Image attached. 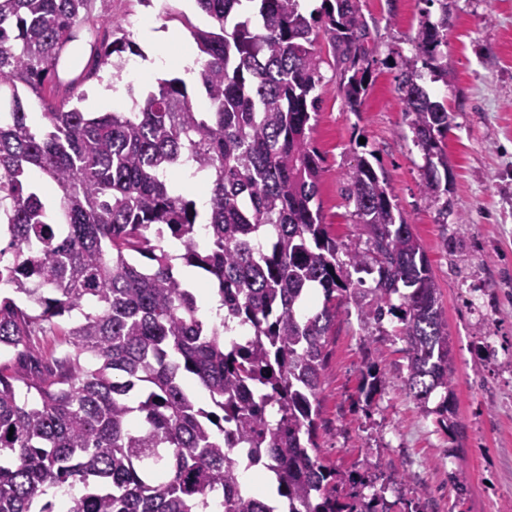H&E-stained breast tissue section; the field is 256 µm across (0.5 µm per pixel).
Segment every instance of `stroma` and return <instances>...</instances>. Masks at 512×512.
I'll use <instances>...</instances> for the list:
<instances>
[{
  "label": "stroma",
  "instance_id": "obj_1",
  "mask_svg": "<svg viewBox=\"0 0 512 512\" xmlns=\"http://www.w3.org/2000/svg\"><path fill=\"white\" fill-rule=\"evenodd\" d=\"M371 31L372 85L361 111L344 106L331 63H323L321 108L310 134L323 159L318 201L337 240L365 247L363 227L345 188V173L362 156L385 173L430 261L455 352L457 427L419 412L406 386L397 319L362 329L356 308L332 327L319 399L320 458L385 485L394 512H503L512 504V0H361ZM100 26L120 22L132 40L153 18L158 30L180 29L159 4L96 0ZM448 14L449 82L423 78L451 123L450 212L419 192L424 155L413 142L397 89L402 60L423 16ZM373 343L364 346V332ZM376 364L385 384L365 404L363 374ZM462 465L469 492L456 499L448 472Z\"/></svg>",
  "mask_w": 512,
  "mask_h": 512
}]
</instances>
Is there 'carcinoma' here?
Listing matches in <instances>:
<instances>
[{
    "instance_id": "1",
    "label": "carcinoma",
    "mask_w": 512,
    "mask_h": 512,
    "mask_svg": "<svg viewBox=\"0 0 512 512\" xmlns=\"http://www.w3.org/2000/svg\"><path fill=\"white\" fill-rule=\"evenodd\" d=\"M359 2L323 0L307 16L300 0H196L213 23L189 26L205 108L174 77L128 112H83L71 105L78 88L105 66L121 73L133 47L123 27L100 35L93 0H0V224L11 226L0 283L24 297H0V350L17 359L0 366V512H390L384 490L363 493L317 455L327 338L349 299L364 327L388 314L402 324L409 393L456 426L439 288L387 178L362 156L346 173L364 249L331 236L313 205L323 54L349 111L371 85ZM83 27L95 37L80 67ZM412 42L399 86L426 159L420 193L435 202L449 192V114L417 64L451 78L448 7ZM21 86L40 104L36 121ZM188 166L208 176L205 216L172 182ZM177 260L206 274L217 320L199 317ZM354 270L377 272L375 286L354 287ZM48 335L66 349L43 372L34 340ZM381 390L368 367L365 401ZM243 464L270 473L278 506L242 492ZM448 482L468 492L462 467Z\"/></svg>"
}]
</instances>
